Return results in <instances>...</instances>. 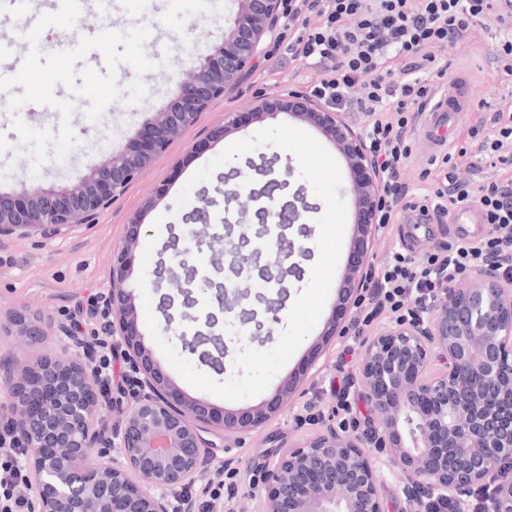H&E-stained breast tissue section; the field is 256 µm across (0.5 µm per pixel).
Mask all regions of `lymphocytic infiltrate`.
Wrapping results in <instances>:
<instances>
[{
    "instance_id": "f902f5d3",
    "label": "lymphocytic infiltrate",
    "mask_w": 512,
    "mask_h": 512,
    "mask_svg": "<svg viewBox=\"0 0 512 512\" xmlns=\"http://www.w3.org/2000/svg\"><path fill=\"white\" fill-rule=\"evenodd\" d=\"M304 14L316 15L317 22L303 26L289 41L288 53L323 65L325 76L314 95L368 117L369 149L391 204L384 221L393 223L395 206L408 194L402 171L412 152L414 110L431 94L419 75L447 52L474 48L476 27L499 15L496 0H289V21ZM398 72L405 73L404 81H395ZM355 86L361 93L353 101L347 93ZM489 123V134L475 126L469 135L479 138L477 152L491 159L496 180L475 184L460 178L459 160L467 155L462 149L445 155L448 167L439 173L430 204H415L440 221L455 210L478 206L487 235L475 242L449 241L420 263L394 253L372 276L368 318L386 311H427L443 276H461L491 256H505L500 271L512 279V93L503 95Z\"/></svg>"
}]
</instances>
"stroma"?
<instances>
[{
	"label": "stroma",
	"mask_w": 512,
	"mask_h": 512,
	"mask_svg": "<svg viewBox=\"0 0 512 512\" xmlns=\"http://www.w3.org/2000/svg\"><path fill=\"white\" fill-rule=\"evenodd\" d=\"M219 9H174L170 0H110L106 14L97 19H78L73 29L56 26L45 31L44 49L53 53L66 39L84 37L92 27L130 30L136 26L154 29V38L145 43L147 57L156 62L155 70L136 75L132 67L118 73L120 86H128L135 78H142L147 87L148 102L133 106L113 102L102 118L93 122L78 116L71 125L78 135L79 144L65 162H50L40 170H33L27 153L22 150L18 134L11 127L7 103L0 99V144L10 151L0 153V192H19L36 185L64 186L75 183L90 167L103 161L110 150L124 147L132 131L147 117L172 100L189 67L198 60L200 50L210 49L221 38L224 28L237 11L235 0H223ZM504 35L497 23H488L476 33L475 49L462 57L448 60L449 73H465L477 104L466 117V125L457 127L450 136L449 150H456L468 138L469 127L478 125L481 118L493 112L505 91L499 80V64L495 56L497 43ZM282 52L269 48L252 75L236 93L217 99L203 112L198 123L177 135L168 152L158 157L153 167L110 207L103 210L96 224L81 228L67 236L44 237L31 235L0 240V312L23 311L49 322H59L75 315L87 297L98 292L107 282L113 253L121 247L127 221L140 215L143 222L142 243L153 242L150 260H143L141 248L135 249L130 262L126 288L136 290L143 265L157 267L168 260L185 226L183 219L195 208L201 207V195H208L212 204L207 207L211 223L223 218L225 186L217 178L192 186L190 198L184 205L176 199L188 179L200 167L217 156L229 144L250 137L259 130L287 122V115L256 118L251 114V102L256 94H275L286 85L313 87L324 72L318 65L295 61L285 64ZM239 112L243 124L236 130L222 132L224 115ZM278 204H291L298 211L300 221L310 229L309 235H299L290 229L288 235L302 244L309 255L301 260V278H289L290 297H298L309 285L312 268L319 259L317 239L318 220L326 211L309 181L294 174L288 189L275 191ZM161 220L160 229H153L154 220ZM448 239V227L436 225L432 235L412 239L409 227L394 224L387 227L374 242L370 263L377 266L389 260L393 250L408 254L415 261H423L427 254L437 250ZM391 314H383L364 329L362 334L344 337L327 335V316H320L316 326L305 337L287 364L274 376L261 394L241 400L228 401L203 393L188 384L169 364L161 349L156 348L145 321L137 327L147 346L152 347L160 371L170 379L177 394L202 398L216 411L247 409L269 400L282 382L301 370L309 353H318L320 360L329 364L324 373L307 381L305 391L274 421L241 437L224 440V451L218 459L232 457L240 465L261 458L270 449L299 445L320 433L336 401L335 388L344 376L354 375L361 367L365 348L380 329L391 321ZM185 340L174 348L191 362L196 370L214 381L223 383L237 376L235 359L244 348L260 351L272 349L283 330L281 323L271 331H256L254 322L241 324V338L225 339L223 326L207 331L204 322L189 323L181 320Z\"/></svg>",
	"instance_id": "stroma-1"
}]
</instances>
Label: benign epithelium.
<instances>
[{
  "label": "benign epithelium",
  "instance_id": "obj_1",
  "mask_svg": "<svg viewBox=\"0 0 512 512\" xmlns=\"http://www.w3.org/2000/svg\"><path fill=\"white\" fill-rule=\"evenodd\" d=\"M239 10L224 37L187 70L177 95L150 113L130 138L77 182L38 186L22 195L0 192V239L39 234L70 235L95 223L98 215L165 153L173 136L193 127L217 99L239 90L259 58L276 40L288 0H237ZM286 115L315 128L345 159L355 179L358 227L347 259V275L333 308L356 316L367 304L372 243L386 208L382 174L367 147V133L301 86H284L268 97L257 96L252 114L258 118ZM292 167H269L260 188L243 183L225 194L238 204L236 224L249 215L258 219L254 236L242 232L231 240L234 225L211 224L206 206L185 221L206 224L191 232L187 245L174 252L171 264L155 271L156 288L167 281L186 306L205 311V325H216L202 299L217 291L222 312L247 298L217 280L224 272L214 263L205 271L190 257L223 241L235 276L257 271L271 322L287 296L284 281L300 270L290 262L307 256L285 230L272 191L290 185ZM142 224L127 222L124 245L112 256L107 285L88 299L82 313L99 318L112 346L76 322L45 324L15 311L0 332L17 344L32 345L52 330L63 353L46 354L32 365L0 357V382L16 402L0 412V444L18 448L7 467L18 474L29 494L27 512H201L209 485L192 489L203 478L217 441L249 434L275 420L303 386L307 373L288 378L276 394L257 408L225 410L200 399H174L169 380L156 366L152 350L137 328L132 296L123 288L128 259L138 244ZM277 289L278 301L265 292ZM122 360L125 381L112 385L109 357ZM512 282L496 272L495 261L476 270L465 286L449 278L440 288L429 316L399 319L368 343L359 384L376 421L359 433L327 426L292 448H275L245 469L258 512H386L380 473L405 475L401 493L410 499L417 485L468 512L469 498L483 494V512H512ZM131 407L112 427L103 413ZM36 448L34 457L27 449ZM116 450L117 456L111 455Z\"/></svg>",
  "mask_w": 512,
  "mask_h": 512
}]
</instances>
